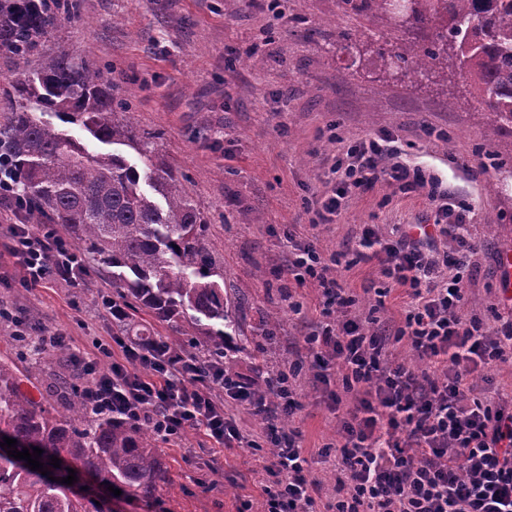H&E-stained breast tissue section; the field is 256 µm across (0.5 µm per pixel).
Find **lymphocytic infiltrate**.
<instances>
[{
	"label": "lymphocytic infiltrate",
	"mask_w": 512,
	"mask_h": 512,
	"mask_svg": "<svg viewBox=\"0 0 512 512\" xmlns=\"http://www.w3.org/2000/svg\"><path fill=\"white\" fill-rule=\"evenodd\" d=\"M399 152L392 137L341 143L325 191L306 206L310 226L331 223L354 190L385 177L402 191L425 193L435 227L463 241L469 206L422 170L398 163ZM11 210L17 221L6 249L22 287L77 282L85 265L70 241L55 225L27 223L19 203ZM356 240V258L376 261L385 286L408 297L393 334L353 313L331 261L312 244H297L288 272L297 282H317L320 320L288 371L265 377L258 390L197 356L117 336L72 357L86 402L94 412L148 425L166 441L198 429L224 448L248 444L264 512H314L319 483L309 476L300 434L277 425L298 408L297 382L309 362L334 371L333 407L349 393L358 401L340 420L336 496L325 512H512V394L487 395L471 379L477 368L512 361V316L488 323L464 314L469 262L460 246L441 252L430 234L384 238L369 224ZM399 342L414 363L391 359L389 348ZM228 398L266 419L260 440L244 441L224 408Z\"/></svg>",
	"instance_id": "1"
}]
</instances>
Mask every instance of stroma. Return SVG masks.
Here are the masks:
<instances>
[{
	"label": "stroma",
	"mask_w": 512,
	"mask_h": 512,
	"mask_svg": "<svg viewBox=\"0 0 512 512\" xmlns=\"http://www.w3.org/2000/svg\"><path fill=\"white\" fill-rule=\"evenodd\" d=\"M30 60L65 54L113 68L121 95L139 129L155 133L160 153L179 175L207 221L205 243L222 273L225 292L242 298L231 332L234 369L262 381L265 372L288 369L303 338L319 320L317 288L287 272L289 236L314 241L323 255L350 252L360 225L382 237L407 224H429L434 210L424 194L399 192L386 180L352 193L334 221L309 228L307 202L322 193L336 137L356 140L384 132L397 136L409 160L435 174L444 188L471 207L465 315L489 321L504 310L499 255L512 250V184L494 188L512 169V139L489 163L481 146L484 126L464 78L449 68L448 81L391 83L354 55H341L339 32H363L382 48L400 42L399 31L343 16L336 0H242L237 11L224 0H77ZM264 59L256 68L250 51ZM14 218L0 206V303L36 317L46 331L69 335L71 351H87L93 337L109 338L112 324L97 305L112 291V276L88 271L80 285L57 282L20 288V272L5 249ZM361 313L379 328L404 320L401 291L377 307L376 262L339 272ZM298 301L301 312L290 304ZM278 310L274 339L259 327ZM332 387L304 369L297 392L302 408L290 427L313 479L318 503L334 494L336 473L318 451L341 442L329 408ZM191 430L177 443H160L172 484L157 503L117 499V512H263L250 448L212 452Z\"/></svg>",
	"instance_id": "stroma-1"
}]
</instances>
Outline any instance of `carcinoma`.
I'll return each mask as SVG.
<instances>
[{"instance_id":"1","label":"carcinoma","mask_w":512,"mask_h":512,"mask_svg":"<svg viewBox=\"0 0 512 512\" xmlns=\"http://www.w3.org/2000/svg\"><path fill=\"white\" fill-rule=\"evenodd\" d=\"M340 4L391 23L389 0ZM62 7L61 0H0V54L15 63L0 90V178L31 213L65 225L84 256L112 270V288L128 309L122 335L161 340L135 321L141 312L176 333L189 319L194 334L183 346L230 373L231 299L213 280L221 273L205 244L200 206L166 165L156 135L124 117L128 105L109 72L94 64L60 55L35 73L27 67ZM401 30L411 37L391 50L401 66L367 40L357 44L358 54L376 57V74L392 82L446 83L454 60L485 124V155L497 154V140L512 137V0H414ZM63 123L81 126L101 144L132 149L141 165L115 150L89 151ZM36 352L23 372L0 361V442L8 437L18 451L43 449L39 461L51 475L20 467L1 451L0 512H105L95 494L61 482L70 468L79 479L90 476L124 496L154 501L171 482L155 432L93 416L68 347ZM35 380L38 400L22 388ZM54 456L58 468L50 465Z\"/></svg>"}]
</instances>
